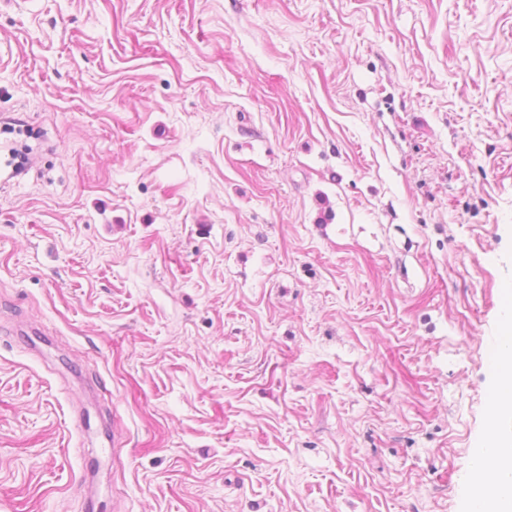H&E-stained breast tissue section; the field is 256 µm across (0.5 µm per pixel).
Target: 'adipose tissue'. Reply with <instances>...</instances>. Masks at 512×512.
I'll list each match as a JSON object with an SVG mask.
<instances>
[{
	"label": "adipose tissue",
	"mask_w": 512,
	"mask_h": 512,
	"mask_svg": "<svg viewBox=\"0 0 512 512\" xmlns=\"http://www.w3.org/2000/svg\"><path fill=\"white\" fill-rule=\"evenodd\" d=\"M488 399L491 426L471 457L474 494L466 512H512V354L503 356Z\"/></svg>",
	"instance_id": "1"
}]
</instances>
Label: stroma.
<instances>
[{
    "label": "stroma",
    "instance_id": "obj_1",
    "mask_svg": "<svg viewBox=\"0 0 512 512\" xmlns=\"http://www.w3.org/2000/svg\"><path fill=\"white\" fill-rule=\"evenodd\" d=\"M0 47V512H463L512 0H0Z\"/></svg>",
    "mask_w": 512,
    "mask_h": 512
}]
</instances>
